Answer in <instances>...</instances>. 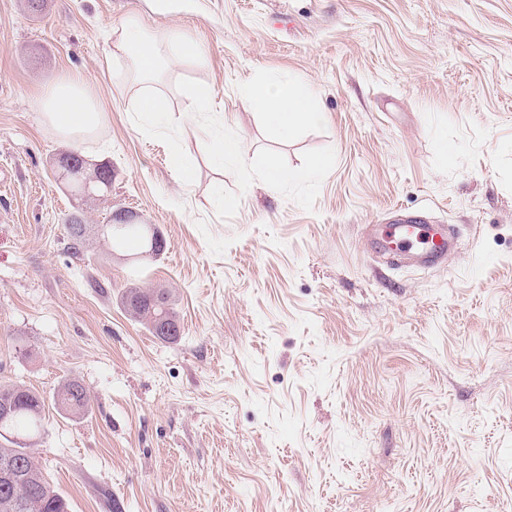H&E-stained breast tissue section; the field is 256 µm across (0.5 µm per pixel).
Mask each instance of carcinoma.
<instances>
[{"label": "carcinoma", "instance_id": "obj_1", "mask_svg": "<svg viewBox=\"0 0 512 512\" xmlns=\"http://www.w3.org/2000/svg\"><path fill=\"white\" fill-rule=\"evenodd\" d=\"M58 166L66 178L83 188L91 190L111 187V183L100 179L108 169L101 165L94 167L67 151L57 159ZM68 234L73 247L84 246L87 232L80 216L73 215L66 220ZM149 224H128L126 226L102 225L103 238L121 246L128 240L142 242ZM127 311L136 321L142 323L156 338L169 343L180 340L181 325L170 303L169 294L161 289L129 288L123 295ZM56 402L67 414H79L87 408L88 398L84 388L76 381L64 384L57 393ZM43 398L36 392L17 385L0 384V512H69L67 500L51 487L43 470L35 462L27 444L19 438L30 437L41 427Z\"/></svg>", "mask_w": 512, "mask_h": 512}]
</instances>
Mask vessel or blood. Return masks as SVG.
Segmentation results:
<instances>
[{
    "mask_svg": "<svg viewBox=\"0 0 512 512\" xmlns=\"http://www.w3.org/2000/svg\"><path fill=\"white\" fill-rule=\"evenodd\" d=\"M383 241L400 257L426 265H444L456 245L452 226L403 219L387 225Z\"/></svg>",
    "mask_w": 512,
    "mask_h": 512,
    "instance_id": "b4317fda",
    "label": "vessel or blood"
}]
</instances>
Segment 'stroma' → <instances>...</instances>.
<instances>
[{"mask_svg":"<svg viewBox=\"0 0 512 512\" xmlns=\"http://www.w3.org/2000/svg\"><path fill=\"white\" fill-rule=\"evenodd\" d=\"M132 17L200 47L163 77L177 112L211 86L195 122H140L109 59ZM67 72L105 108L77 143L38 110ZM278 75L324 114L285 143L241 95ZM225 134L334 164L223 171ZM73 148L111 163L107 193L71 192ZM120 209L160 257L103 242ZM400 214L456 227L446 267L379 251ZM133 287L168 292L180 341L129 315ZM69 380L77 416L54 402ZM0 382L43 396L29 450L70 512H512V0H0ZM213 159L223 171L226 166L237 169L259 167L265 181L269 183H278L287 178L311 181L327 172L333 163L332 155L321 154L311 158L304 167L287 172L273 161H256L243 139L226 136L214 143ZM56 402L65 413L80 414L87 408L88 398L81 384L70 381L59 389Z\"/></svg>","mask_w":512,"mask_h":512,"instance_id":"stroma-1","label":"stroma"}]
</instances>
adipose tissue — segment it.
Here are the masks:
<instances>
[{"instance_id": "ef3b65f1", "label": "adipose tissue", "mask_w": 512, "mask_h": 512, "mask_svg": "<svg viewBox=\"0 0 512 512\" xmlns=\"http://www.w3.org/2000/svg\"><path fill=\"white\" fill-rule=\"evenodd\" d=\"M111 57L124 61L142 87L135 97V112L148 125L168 126L174 119L192 120L195 114L209 111L212 90L208 84L192 87L182 112H173L168 97L155 89L170 58L199 57L198 45L188 36L171 33L164 39L145 32L138 20H128L111 44ZM243 100L258 115L267 133L287 141L305 126L321 123L322 113L313 93L293 77L252 82L243 88ZM38 107L45 121L64 138L79 141L92 135L103 119L104 108L77 73L62 75L40 97ZM213 159L219 167L260 168L265 181L278 183L291 178L311 181L327 172L333 163L328 154L309 160L302 168L288 172L273 161L256 160L243 139L224 137L213 146Z\"/></svg>"}]
</instances>
